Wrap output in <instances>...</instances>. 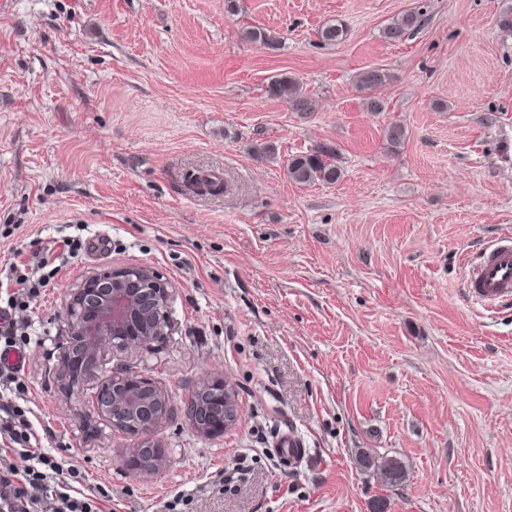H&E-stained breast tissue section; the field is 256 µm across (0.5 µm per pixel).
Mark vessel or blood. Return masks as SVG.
I'll return each instance as SVG.
<instances>
[{
	"label": "vessel or blood",
	"mask_w": 512,
	"mask_h": 512,
	"mask_svg": "<svg viewBox=\"0 0 512 512\" xmlns=\"http://www.w3.org/2000/svg\"><path fill=\"white\" fill-rule=\"evenodd\" d=\"M468 296L495 311L512 301V236L493 240L480 258L469 265L465 279ZM275 455L284 463L301 462L306 450L294 436L281 437L274 448Z\"/></svg>",
	"instance_id": "1"
}]
</instances>
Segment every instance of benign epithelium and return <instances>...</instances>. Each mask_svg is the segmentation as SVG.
I'll use <instances>...</instances> for the list:
<instances>
[{"instance_id": "obj_1", "label": "benign epithelium", "mask_w": 512, "mask_h": 512, "mask_svg": "<svg viewBox=\"0 0 512 512\" xmlns=\"http://www.w3.org/2000/svg\"><path fill=\"white\" fill-rule=\"evenodd\" d=\"M173 288L146 266L105 269L71 290L66 304L64 336L60 340L59 389L81 398L92 390L95 415L83 417L92 428L100 420L139 439L129 450L127 470L146 475L162 472L167 450L157 438L169 417L168 394L148 376L126 371L99 377L109 350L138 348L153 351L173 330ZM187 417L204 436H220L238 417L232 383L217 377L195 387Z\"/></svg>"}]
</instances>
